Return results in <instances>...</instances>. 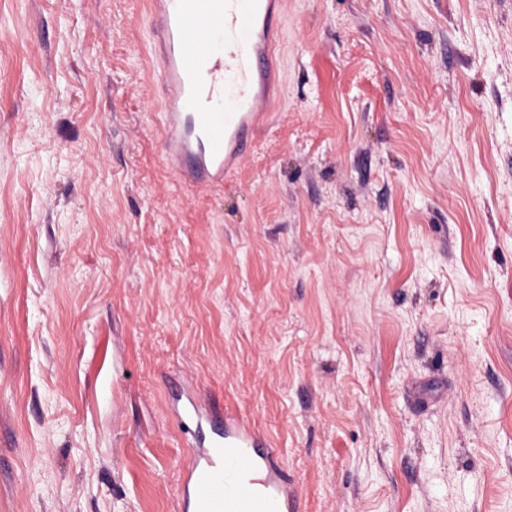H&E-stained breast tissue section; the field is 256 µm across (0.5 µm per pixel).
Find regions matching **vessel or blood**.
I'll return each instance as SVG.
<instances>
[{
  "mask_svg": "<svg viewBox=\"0 0 512 512\" xmlns=\"http://www.w3.org/2000/svg\"><path fill=\"white\" fill-rule=\"evenodd\" d=\"M286 0H149L159 65L162 154L179 180L223 186L281 101ZM185 427L207 424L188 452L184 512H293L288 479L265 436L232 412L174 404Z\"/></svg>",
  "mask_w": 512,
  "mask_h": 512,
  "instance_id": "vessel-or-blood-1",
  "label": "vessel or blood"
}]
</instances>
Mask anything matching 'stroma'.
I'll return each instance as SVG.
<instances>
[{"instance_id": "35a3bbf8", "label": "stroma", "mask_w": 512, "mask_h": 512, "mask_svg": "<svg viewBox=\"0 0 512 512\" xmlns=\"http://www.w3.org/2000/svg\"><path fill=\"white\" fill-rule=\"evenodd\" d=\"M147 0H0V512H181L173 379L296 512H512V0H288L202 192Z\"/></svg>"}]
</instances>
